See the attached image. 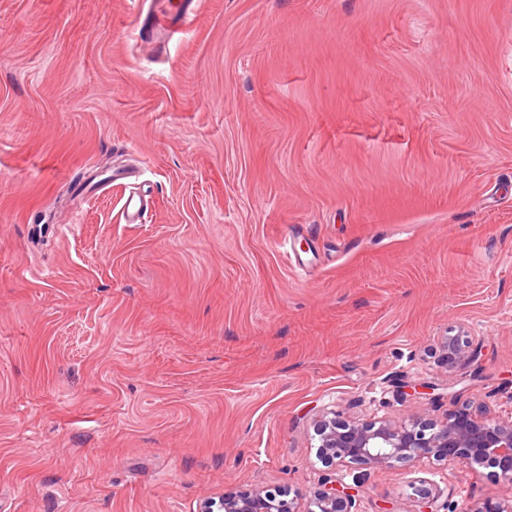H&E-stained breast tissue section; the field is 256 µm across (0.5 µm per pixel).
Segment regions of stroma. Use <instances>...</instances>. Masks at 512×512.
<instances>
[{
    "instance_id": "stroma-1",
    "label": "stroma",
    "mask_w": 512,
    "mask_h": 512,
    "mask_svg": "<svg viewBox=\"0 0 512 512\" xmlns=\"http://www.w3.org/2000/svg\"><path fill=\"white\" fill-rule=\"evenodd\" d=\"M195 3L158 58L136 0H0V512L512 504L489 467L325 465L313 425L512 418V0ZM440 349L443 367L448 372L471 363L476 353L472 338L467 336L464 330H458L456 334L446 336ZM353 487L342 480L324 479L320 486L310 493L291 489L278 493L266 490H252L239 495L224 496L218 503L214 501L201 503L198 512H356V494ZM304 500L301 510L299 501ZM214 507L217 510H214Z\"/></svg>"
}]
</instances>
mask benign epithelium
<instances>
[{"mask_svg": "<svg viewBox=\"0 0 512 512\" xmlns=\"http://www.w3.org/2000/svg\"><path fill=\"white\" fill-rule=\"evenodd\" d=\"M443 367L451 372L471 363L476 348L463 330L444 338ZM319 455L328 465L389 467L422 458L457 462L474 471L493 467L497 477L512 483V419L473 415L464 410L442 420L416 415L405 422L387 418L366 421L322 415L315 421ZM421 512L436 509L438 495L414 488ZM356 494L342 480L325 479L310 494L252 490L204 502L198 512H355Z\"/></svg>", "mask_w": 512, "mask_h": 512, "instance_id": "benign-epithelium-1", "label": "benign epithelium"}]
</instances>
